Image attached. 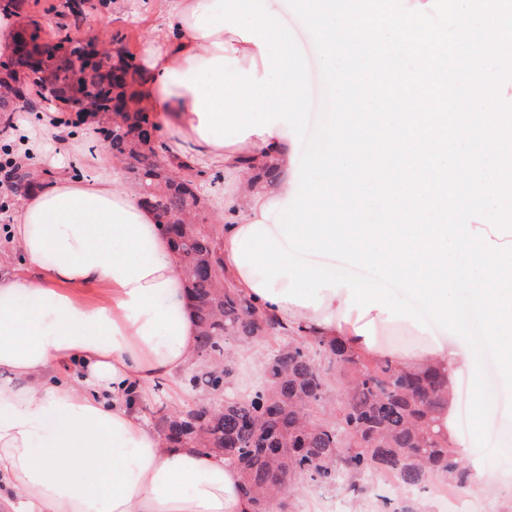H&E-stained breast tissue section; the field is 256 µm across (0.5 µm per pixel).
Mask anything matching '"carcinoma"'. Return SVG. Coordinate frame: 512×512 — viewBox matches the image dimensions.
<instances>
[{"instance_id":"1","label":"carcinoma","mask_w":512,"mask_h":512,"mask_svg":"<svg viewBox=\"0 0 512 512\" xmlns=\"http://www.w3.org/2000/svg\"><path fill=\"white\" fill-rule=\"evenodd\" d=\"M33 21L21 30L25 54L12 66L28 68L32 84L49 86L33 111L52 110L75 95L95 91L94 112L113 113L103 130L104 145L125 165L140 202L166 226L181 258L186 290L193 299L199 332L195 366L186 378L191 393L204 391L207 402H186L165 412L149 411L172 445L190 444L218 454L242 476V491L254 512H268L273 500L285 503L296 478L333 485L375 471L405 489H421L438 475L461 488L480 483L448 440L439 415L448 408V379L436 368L406 371L389 360H371L338 340L301 339L275 316L255 306L224 275L217 228L207 223L201 172L186 159H172L163 144L148 159L142 146L157 140L149 113L129 110L127 91L143 80L135 57L100 55L86 62L70 82L77 49L59 52L60 43L41 40ZM15 195L44 187L34 171L18 169ZM274 341L265 355V383L241 396L232 387L233 345ZM339 373L346 401L341 411L328 396L327 377Z\"/></svg>"}]
</instances>
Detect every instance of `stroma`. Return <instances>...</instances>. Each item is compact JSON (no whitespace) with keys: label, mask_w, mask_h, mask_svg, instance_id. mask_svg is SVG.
I'll return each instance as SVG.
<instances>
[{"label":"stroma","mask_w":512,"mask_h":512,"mask_svg":"<svg viewBox=\"0 0 512 512\" xmlns=\"http://www.w3.org/2000/svg\"><path fill=\"white\" fill-rule=\"evenodd\" d=\"M84 14L79 19L66 15L64 0H27L20 23L35 20L42 24L45 40L54 42L59 38L81 30L92 39L111 41L122 37L123 44L134 56H142L157 12L163 9L165 0H153L154 7L142 10L140 0H112L111 6H102L100 0H86ZM110 116L86 118L77 125L55 128L46 156L29 159L31 168L42 171L46 179L61 177L64 171L80 167L78 155L69 153L73 141H85L91 148L102 149L101 132L110 126ZM492 453L480 457V448L469 430H457L458 439L464 440L468 448L467 460H480L489 480L480 486L462 489L444 486L442 480H432L428 489L401 491L394 481L378 474L368 475L367 490L358 499H351L344 484L319 486L300 482L298 491L290 499L291 512H322V505L328 500L345 502L346 512H397L404 505L426 506L427 512H512V429L503 428L500 423L489 424ZM447 487V496H440V487Z\"/></svg>","instance_id":"1"}]
</instances>
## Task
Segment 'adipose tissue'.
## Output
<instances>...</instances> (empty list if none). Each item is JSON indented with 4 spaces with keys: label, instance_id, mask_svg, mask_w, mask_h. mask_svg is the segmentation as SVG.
I'll use <instances>...</instances> for the list:
<instances>
[{
    "label": "adipose tissue",
    "instance_id": "adipose-tissue-1",
    "mask_svg": "<svg viewBox=\"0 0 512 512\" xmlns=\"http://www.w3.org/2000/svg\"><path fill=\"white\" fill-rule=\"evenodd\" d=\"M167 0L140 67L136 97L171 139V155L222 170L224 272L256 305L302 336L338 338L417 371L469 374L461 341L445 332L414 349L385 346L386 315L346 310L347 288L321 308L266 300L234 251L293 191L305 93L288 32L253 0ZM235 62V86L224 65ZM232 136H225V128ZM81 178H61L20 203L9 228L18 268L0 271V512H253L239 471L186 445L167 446L141 403L160 379L190 370L198 333L184 273L154 213L120 184L111 161L75 145ZM272 166L253 178L243 164ZM99 286L95 303L81 288ZM68 367L71 378L53 373Z\"/></svg>",
    "mask_w": 512,
    "mask_h": 512
}]
</instances>
